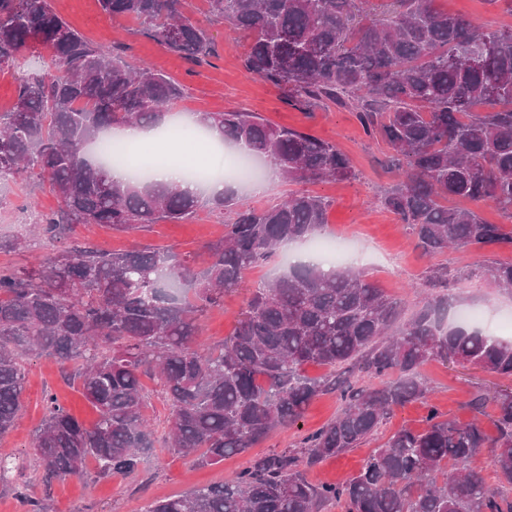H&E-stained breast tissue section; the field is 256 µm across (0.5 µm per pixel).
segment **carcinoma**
Segmentation results:
<instances>
[{
	"mask_svg": "<svg viewBox=\"0 0 512 512\" xmlns=\"http://www.w3.org/2000/svg\"><path fill=\"white\" fill-rule=\"evenodd\" d=\"M112 19L130 17L170 53L200 64L214 55L207 29L185 15V0H99ZM210 14L250 40L245 71L310 110L333 104L365 134L384 142L387 173L402 178L381 203L425 256L450 247H510L512 228L489 224L448 199L491 203L512 216V29L488 30L434 7V0H208ZM43 35L41 71L22 77L17 99L0 112V179L37 177L63 202L39 216L49 242L67 241L38 265H0V435L21 415L24 360L45 355L68 365V381L98 411L88 428L48 391L32 439L33 459L49 486L87 465L95 476L138 471L154 447L145 417L159 382L169 407L164 442L200 465L258 445L295 425L318 396L343 403L333 420L295 449L261 456L220 485L158 499L147 512H512V390L474 395L495 405L496 435L479 420L459 424L428 404L420 368L431 360L470 365L512 379V341L450 326L448 268L434 266L416 288L422 307L403 318L402 301L359 268L294 265L256 288L232 336L199 339V321L224 291L275 250L306 241L327 225L330 202L294 192L266 207L238 206V191L211 197L233 213L202 267L172 251L138 247L101 252L69 240L76 224L122 231L195 213L199 195L151 179L116 182L92 163L102 133L127 124L157 125L184 89L118 49L91 44L57 15L50 0H0V71L14 67ZM224 143L275 164L293 183L357 177L347 154L303 131L253 112L202 113ZM483 276L512 291V262H491ZM183 281L188 296L169 288ZM316 364L330 373L310 377ZM412 402L427 405L426 426L402 427L342 483H309L304 469L358 448ZM494 449L498 485L470 468Z\"/></svg>",
	"mask_w": 512,
	"mask_h": 512,
	"instance_id": "cac0c4a2",
	"label": "carcinoma"
}]
</instances>
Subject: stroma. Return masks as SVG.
<instances>
[{
    "label": "stroma",
    "mask_w": 512,
    "mask_h": 512,
    "mask_svg": "<svg viewBox=\"0 0 512 512\" xmlns=\"http://www.w3.org/2000/svg\"><path fill=\"white\" fill-rule=\"evenodd\" d=\"M188 2V17L206 25L216 43L217 55L207 65L193 66L165 51L143 34L141 25L133 19H108L99 0H52V6L90 42L123 47L131 64H150L183 85L184 98L166 110L168 120L205 112H255L271 124L298 129L336 143L351 158L358 177L350 181L307 184V191L331 202L323 235L345 239L352 248L373 252L374 260L364 264L371 281L387 294L402 299L408 311H415L423 304L422 295L411 290V282L422 277L430 267L439 265L447 267L454 277L449 287L452 306L478 307L491 316L512 311V293L494 287L481 274L482 266L489 259L511 262V248H454L432 258L421 256L408 230L379 202L382 190L395 180L393 174L383 172L380 167L387 147L369 139L347 110L332 106L305 112L286 104L276 88L245 72L242 58L247 41L243 34L229 31L223 21L212 17L206 0ZM436 5L492 30L508 21L507 15L486 5L484 0H436ZM62 206L61 198L49 185L25 178L1 181L0 237L22 239L27 249L21 254L0 253V264L21 267L32 258L49 256L52 246L34 235L33 227L40 213L56 211ZM223 234V215L206 208L199 209L193 218L185 221L153 224L143 231L119 232L108 224L89 228L79 225L74 230L75 237L90 241L104 252L150 245L171 248L198 261L204 256L206 244L219 240ZM292 264V256L282 248L261 267L246 272L241 284L225 293L222 304L208 309L202 317L201 340L210 344L223 342L232 334L251 291L283 274ZM24 367L25 408L14 429L0 436V456L19 458L24 468L9 473L7 483H0V512H26V504L10 488L11 483L17 481L28 482L35 496L49 495L53 512H144L153 500L180 495L197 486L224 482L247 468L254 457L296 448L305 434L326 424L342 408L336 395L321 396L311 403L297 425L275 430L250 452L226 458L218 465L201 467L192 457L165 447L168 406L157 382L147 378L143 384L151 395L149 416L156 443L154 449L144 455L136 475L99 481L72 476L46 489L30 454L33 432L44 416V393L56 394L60 404L85 426L94 425L98 413L78 389L64 383L60 366L54 359L33 355L26 359ZM421 373L432 389L433 404L444 417L462 424L475 417L470 407L474 394L512 389L510 379L440 361L424 365ZM426 413V407L420 403L396 410L372 439L307 471V480L318 484L350 478L359 471L367 456L396 430L405 426L423 428Z\"/></svg>",
    "instance_id": "1"
}]
</instances>
